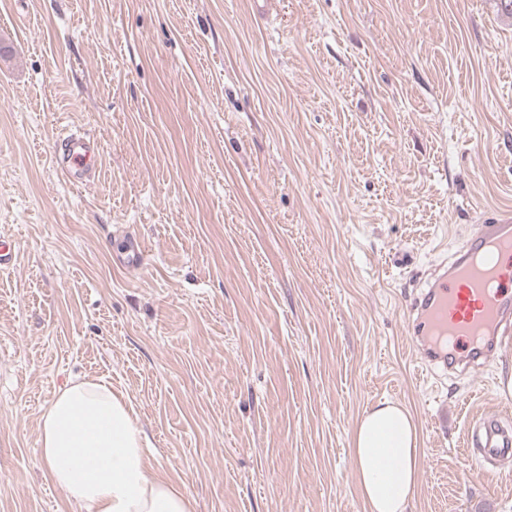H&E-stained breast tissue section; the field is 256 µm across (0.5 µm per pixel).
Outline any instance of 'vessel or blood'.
I'll return each mask as SVG.
<instances>
[{"label":"vessel or blood","instance_id":"obj_1","mask_svg":"<svg viewBox=\"0 0 512 512\" xmlns=\"http://www.w3.org/2000/svg\"><path fill=\"white\" fill-rule=\"evenodd\" d=\"M98 141L70 133L56 151L72 183L94 175ZM412 341L428 371L465 373L512 346V212L486 216L416 295ZM483 462L512 456V425L487 413L471 425Z\"/></svg>","mask_w":512,"mask_h":512}]
</instances>
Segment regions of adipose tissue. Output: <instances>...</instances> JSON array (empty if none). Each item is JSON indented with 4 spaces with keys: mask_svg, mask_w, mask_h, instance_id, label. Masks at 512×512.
Segmentation results:
<instances>
[{
    "mask_svg": "<svg viewBox=\"0 0 512 512\" xmlns=\"http://www.w3.org/2000/svg\"><path fill=\"white\" fill-rule=\"evenodd\" d=\"M130 401L102 378L60 389L40 418V461L80 512H193L178 486L152 471ZM350 453L365 512H407L418 487L420 439L412 413L384 400L356 423Z\"/></svg>",
    "mask_w": 512,
    "mask_h": 512,
    "instance_id": "ef3b65f1",
    "label": "adipose tissue"
}]
</instances>
